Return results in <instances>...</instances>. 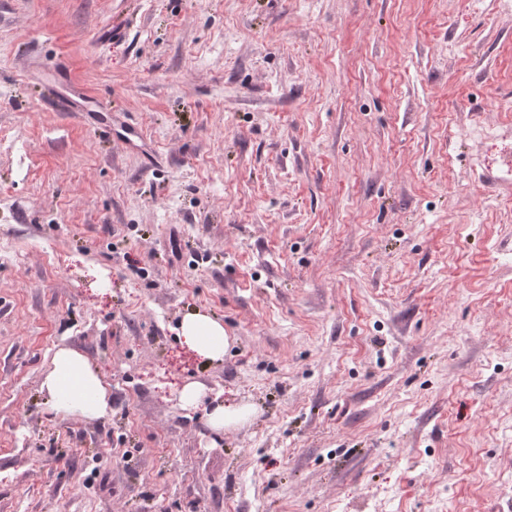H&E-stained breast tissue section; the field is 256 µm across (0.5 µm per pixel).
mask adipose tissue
I'll list each match as a JSON object with an SVG mask.
<instances>
[{
  "label": "adipose tissue",
  "instance_id": "obj_1",
  "mask_svg": "<svg viewBox=\"0 0 512 512\" xmlns=\"http://www.w3.org/2000/svg\"><path fill=\"white\" fill-rule=\"evenodd\" d=\"M180 334L186 344L210 362L223 361L230 343L223 322L200 311L183 316ZM42 386L56 412L94 419L104 416L109 409V392L102 376L74 349L61 348L55 352Z\"/></svg>",
  "mask_w": 512,
  "mask_h": 512
}]
</instances>
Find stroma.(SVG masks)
I'll use <instances>...</instances> for the list:
<instances>
[{
	"label": "stroma",
	"mask_w": 512,
	"mask_h": 512,
	"mask_svg": "<svg viewBox=\"0 0 512 512\" xmlns=\"http://www.w3.org/2000/svg\"><path fill=\"white\" fill-rule=\"evenodd\" d=\"M507 146L493 0H0V512H512ZM180 336L201 358L210 362H222L230 343L223 322L200 311L183 316ZM42 387L50 407L84 418H99L109 409V392L100 373L86 357L71 348L58 349ZM252 413V407L247 404L224 406L218 403L209 413L208 425L213 431L223 432L225 429L238 426Z\"/></svg>",
	"instance_id": "35a3bbf8"
}]
</instances>
